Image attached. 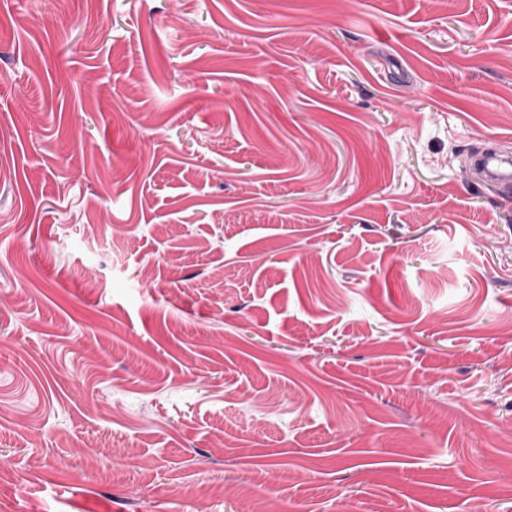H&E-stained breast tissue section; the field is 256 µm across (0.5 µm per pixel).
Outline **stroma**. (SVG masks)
<instances>
[{"mask_svg":"<svg viewBox=\"0 0 512 512\" xmlns=\"http://www.w3.org/2000/svg\"><path fill=\"white\" fill-rule=\"evenodd\" d=\"M512 0H0L5 512H512ZM473 165L485 182L497 183L512 181V161L510 155L501 154L489 146L472 156Z\"/></svg>","mask_w":512,"mask_h":512,"instance_id":"obj_1","label":"stroma"}]
</instances>
